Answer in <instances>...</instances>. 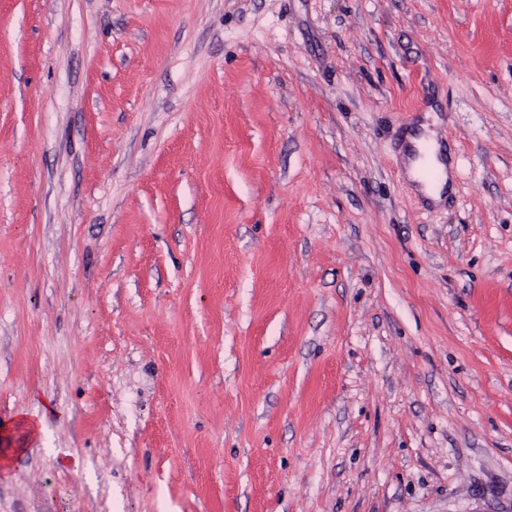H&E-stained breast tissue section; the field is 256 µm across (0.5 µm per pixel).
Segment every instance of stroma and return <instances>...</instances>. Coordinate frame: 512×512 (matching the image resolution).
<instances>
[{
  "label": "stroma",
  "mask_w": 512,
  "mask_h": 512,
  "mask_svg": "<svg viewBox=\"0 0 512 512\" xmlns=\"http://www.w3.org/2000/svg\"><path fill=\"white\" fill-rule=\"evenodd\" d=\"M1 448L0 512H512V0H0Z\"/></svg>",
  "instance_id": "obj_1"
}]
</instances>
